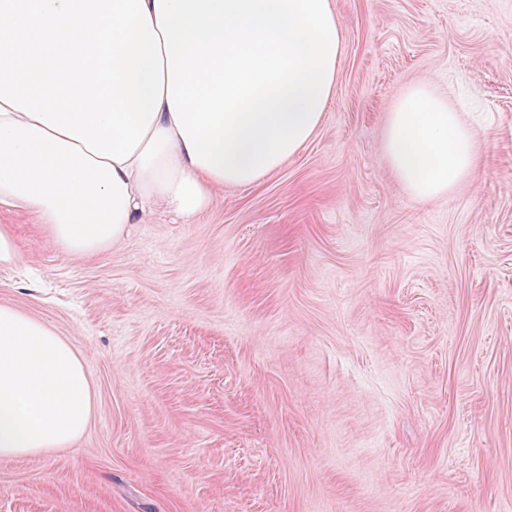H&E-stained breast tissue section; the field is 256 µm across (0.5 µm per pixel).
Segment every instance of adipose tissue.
<instances>
[{"label": "adipose tissue", "instance_id": "obj_1", "mask_svg": "<svg viewBox=\"0 0 512 512\" xmlns=\"http://www.w3.org/2000/svg\"><path fill=\"white\" fill-rule=\"evenodd\" d=\"M341 39L331 0H0V208L77 260L157 207L193 223L316 134ZM383 149L426 200L471 174L478 140L421 83ZM93 408L68 341L0 304V459L72 446Z\"/></svg>", "mask_w": 512, "mask_h": 512}]
</instances>
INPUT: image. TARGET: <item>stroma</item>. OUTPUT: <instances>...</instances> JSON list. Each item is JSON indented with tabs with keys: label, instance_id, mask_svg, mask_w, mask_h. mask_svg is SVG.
I'll list each match as a JSON object with an SVG mask.
<instances>
[{
	"label": "stroma",
	"instance_id": "1",
	"mask_svg": "<svg viewBox=\"0 0 512 512\" xmlns=\"http://www.w3.org/2000/svg\"><path fill=\"white\" fill-rule=\"evenodd\" d=\"M331 2L334 97L275 172L83 261L0 211V303L94 388L71 448L0 459V512H512V0ZM421 81L479 140L430 201L382 154ZM24 262V252L14 225L0 224V268H13Z\"/></svg>",
	"mask_w": 512,
	"mask_h": 512
}]
</instances>
